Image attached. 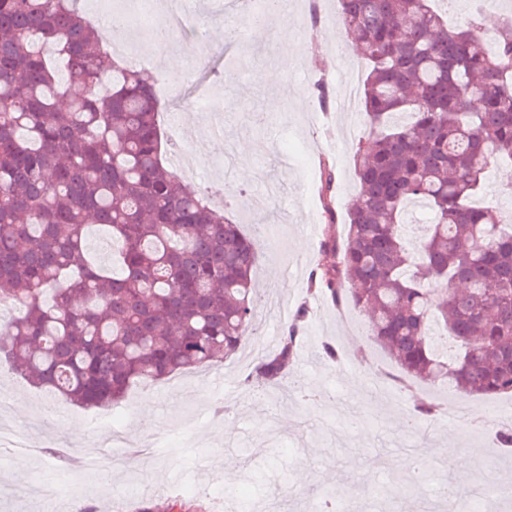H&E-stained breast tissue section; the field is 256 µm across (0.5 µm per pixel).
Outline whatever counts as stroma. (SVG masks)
I'll use <instances>...</instances> for the list:
<instances>
[{"label": "stroma", "instance_id": "stroma-1", "mask_svg": "<svg viewBox=\"0 0 512 512\" xmlns=\"http://www.w3.org/2000/svg\"><path fill=\"white\" fill-rule=\"evenodd\" d=\"M181 11L200 17L197 36L207 49L192 55L167 44L177 63L158 65L155 73L184 101L163 113L161 132L164 143L196 155L198 185L223 192L229 217L244 233L259 237L262 226L273 231L272 237H260L254 345L209 366L134 385L124 401L105 410L76 406L0 368V391L11 410L0 422L36 447L26 455L0 457V512H72L78 503L89 512H138L143 506L154 512H232L224 472L215 463L220 455L232 463L238 487L248 489L253 512H317L324 494H336L338 487L395 485L403 473L392 459L413 448L432 466L439 449L453 445L485 459L487 476H512V456L479 433L491 410L512 408L511 396L444 393L429 382L399 391L386 377L394 361L368 340L358 313L336 310L308 292L322 238L309 235L307 227L325 223L321 163L335 164V231L342 237L347 203L359 191L350 157L367 135L362 112L339 109L345 84L364 83L368 64L348 46L337 0H319L313 10L292 6L259 28L247 22L250 0H182ZM284 26L306 46L307 57L287 52ZM228 54L249 62L226 72ZM320 80L330 92L326 109L313 95ZM245 167L255 169V177H241ZM302 303L310 314L293 377L308 390L331 393V401L250 399L241 382L260 354L259 342L280 334V307L293 312ZM322 340L334 341L343 353L363 349L370 373L349 361L327 363L318 346ZM420 397L432 400L437 412L414 438L403 421ZM147 399L153 402L148 422L140 414ZM462 401L470 414L460 425L450 410ZM159 430L166 437L152 454H130V447ZM116 432L124 437V453L105 477L92 475L90 444L108 442ZM52 438L72 452L70 469H58L39 452ZM20 471L27 478L23 487L16 480ZM256 471L264 481L246 483ZM487 476L478 490L490 489Z\"/></svg>", "mask_w": 512, "mask_h": 512}]
</instances>
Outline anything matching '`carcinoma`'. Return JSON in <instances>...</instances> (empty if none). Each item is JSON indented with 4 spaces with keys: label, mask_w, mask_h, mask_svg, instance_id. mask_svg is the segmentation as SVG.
<instances>
[{
    "label": "carcinoma",
    "mask_w": 512,
    "mask_h": 512,
    "mask_svg": "<svg viewBox=\"0 0 512 512\" xmlns=\"http://www.w3.org/2000/svg\"><path fill=\"white\" fill-rule=\"evenodd\" d=\"M339 2L371 63L369 134L352 156L361 192L341 242L323 163L311 285L365 316L399 386L512 394V224L472 205L489 169L512 163V11L488 42L480 17L450 28L432 0ZM156 82L112 58L75 0H0V303L21 306L0 357L84 408L230 356L253 335L260 242L165 167ZM414 200L432 213L422 232L405 219ZM93 226L112 237L110 267L88 255ZM307 317L302 304L258 358L248 394L288 379ZM435 416L428 399L410 414Z\"/></svg>",
    "instance_id": "cac0c4a2"
}]
</instances>
